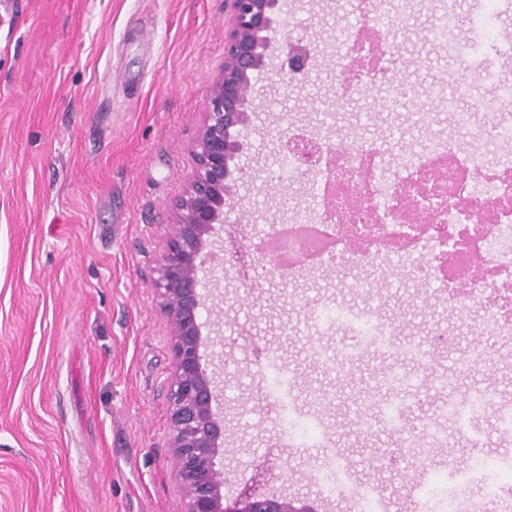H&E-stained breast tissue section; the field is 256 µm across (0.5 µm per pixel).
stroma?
Returning <instances> with one entry per match:
<instances>
[{"mask_svg":"<svg viewBox=\"0 0 512 512\" xmlns=\"http://www.w3.org/2000/svg\"><path fill=\"white\" fill-rule=\"evenodd\" d=\"M439 0H413L389 43L394 111L376 106L379 87L341 90L336 60L366 68L372 32L358 0H293L287 31L314 44V65L292 78L271 57L255 87L253 123L214 237L215 258L200 273L213 345L205 350L224 390L227 502L288 495L317 512H358L352 488L373 485L385 512H441L437 492L462 503L483 498L464 472L482 466L500 487L486 512L512 503V435L496 431L512 405V336L483 330L461 284L422 279L413 264L376 275L373 292L354 288L366 257L346 240L334 262L296 274L271 272L254 243L267 218H320L325 181L283 173L276 142L302 126L332 143L355 137L390 162L419 157L453 129L432 93L464 72L434 36ZM462 43L494 46L487 62L512 84V15L498 0H457ZM224 65V0H0V512H180L167 446L171 338L157 305L152 269L166 246L168 207L193 166L191 144L209 87ZM343 95L340 113L325 101ZM377 306L398 343L421 344L427 368L452 387L413 391L405 423L415 434L440 418L447 441L419 458L390 429L367 435L377 417L382 374L410 369L367 353L337 378L312 355L350 342L342 326L317 328L320 306ZM447 329L449 342L438 341ZM488 364L460 365L472 338ZM275 356L291 377V407L279 409ZM279 371V372H280ZM490 403L468 428L441 418V405L472 391ZM345 471L347 491L327 495L318 473Z\"/></svg>","mask_w":512,"mask_h":512,"instance_id":"35a3bbf8","label":"stroma"}]
</instances>
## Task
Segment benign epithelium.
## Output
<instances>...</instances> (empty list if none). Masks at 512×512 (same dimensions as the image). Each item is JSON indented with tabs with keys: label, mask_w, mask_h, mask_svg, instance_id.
I'll return each instance as SVG.
<instances>
[{
	"label": "benign epithelium",
	"mask_w": 512,
	"mask_h": 512,
	"mask_svg": "<svg viewBox=\"0 0 512 512\" xmlns=\"http://www.w3.org/2000/svg\"><path fill=\"white\" fill-rule=\"evenodd\" d=\"M282 25L280 0H224V66L211 84L203 122L192 144L194 168L182 195L171 203L165 250L153 270V286L170 328L172 372L167 383L174 478L186 493L180 512H314L288 496H251L229 508L224 458V416L215 405L223 390L204 360L214 340L204 335L198 272L212 251L215 226L233 199L234 166L244 150L240 130L250 123L253 89L265 71L271 33ZM313 48L288 41L280 72L308 70Z\"/></svg>",
	"instance_id": "7a95c632"
}]
</instances>
